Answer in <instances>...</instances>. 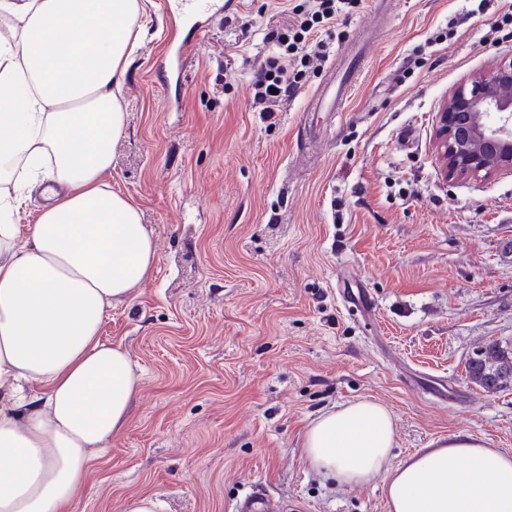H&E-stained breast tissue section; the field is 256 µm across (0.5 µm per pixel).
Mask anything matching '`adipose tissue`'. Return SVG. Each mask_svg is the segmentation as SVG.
<instances>
[{
  "label": "adipose tissue",
  "mask_w": 512,
  "mask_h": 512,
  "mask_svg": "<svg viewBox=\"0 0 512 512\" xmlns=\"http://www.w3.org/2000/svg\"><path fill=\"white\" fill-rule=\"evenodd\" d=\"M139 14L140 0H0V512H69L137 392L101 329L155 250L101 175ZM31 182L45 202L22 235ZM395 434L386 406L360 400L312 420L302 448L344 485L385 474L388 512H512V454L459 434L394 466Z\"/></svg>",
  "instance_id": "ef3b65f1"
}]
</instances>
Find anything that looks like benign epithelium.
I'll list each match as a JSON object with an SVG mask.
<instances>
[{
	"label": "benign epithelium",
	"instance_id": "1",
	"mask_svg": "<svg viewBox=\"0 0 512 512\" xmlns=\"http://www.w3.org/2000/svg\"><path fill=\"white\" fill-rule=\"evenodd\" d=\"M434 140L447 179L512 173V59L452 93L436 114Z\"/></svg>",
	"mask_w": 512,
	"mask_h": 512
}]
</instances>
